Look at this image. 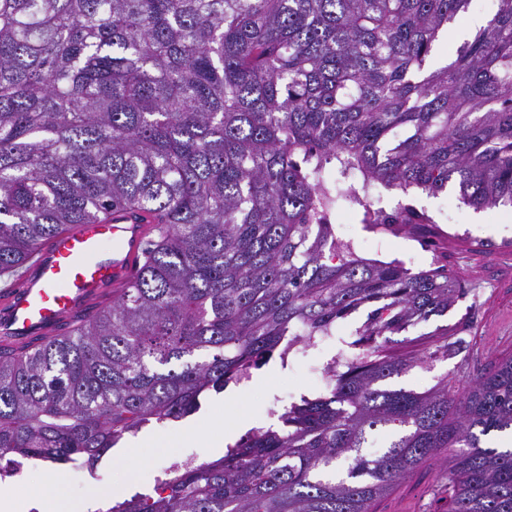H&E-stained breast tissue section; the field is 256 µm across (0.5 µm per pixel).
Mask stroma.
<instances>
[{
	"label": "stroma",
	"mask_w": 512,
	"mask_h": 512,
	"mask_svg": "<svg viewBox=\"0 0 512 512\" xmlns=\"http://www.w3.org/2000/svg\"><path fill=\"white\" fill-rule=\"evenodd\" d=\"M368 198L376 209L393 211L398 203L412 205L430 217L440 228L462 226L465 236L443 244L448 254V267L468 293L448 313L420 322L409 329L407 336L419 339L431 335L437 328L454 325L462 317L473 320L464 337L470 343L472 360L501 354L512 355V250L508 252L480 249L484 239L512 242V208L477 211L461 204L456 186L435 195L413 189L408 194L390 191L380 186L369 189ZM363 210L352 206L337 210V238L353 242L361 257L382 261L397 260L418 270L427 267L429 253L417 249L414 242L401 235L372 231L362 222ZM334 352L333 344L313 350L290 367L271 361L257 371L259 381L253 391L245 394H211L202 404L211 421L202 425L203 437L198 441L179 440L172 435L151 436L134 461H119L116 451H109L95 472L65 475L68 501H75L89 488L111 491L116 486H130L145 493L152 488L154 478L167 466L171 457L181 454L198 455L200 461H210L224 454V434L239 418L249 419L252 426L272 427L277 423L285 395L318 391L322 381L318 373ZM452 378L456 388H465L469 377L457 367L456 359L437 363L434 367L414 368L393 381L394 386L422 392L432 388L441 376ZM448 465L438 460L421 465L410 477L402 480L375 505V512H443L445 507V475Z\"/></svg>",
	"instance_id": "obj_1"
}]
</instances>
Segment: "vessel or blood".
Returning <instances> with one entry per match:
<instances>
[{
	"label": "vessel or blood",
	"mask_w": 512,
	"mask_h": 512,
	"mask_svg": "<svg viewBox=\"0 0 512 512\" xmlns=\"http://www.w3.org/2000/svg\"><path fill=\"white\" fill-rule=\"evenodd\" d=\"M151 215L117 209L104 224H78L50 240L14 285L0 290V345L22 348L102 307L137 275Z\"/></svg>",
	"instance_id": "1"
}]
</instances>
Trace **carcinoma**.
I'll list each match as a JSON object with an SVG mask.
<instances>
[{"instance_id": "obj_1", "label": "carcinoma", "mask_w": 512, "mask_h": 512, "mask_svg": "<svg viewBox=\"0 0 512 512\" xmlns=\"http://www.w3.org/2000/svg\"><path fill=\"white\" fill-rule=\"evenodd\" d=\"M471 0H0V276L116 207L154 216L138 274L112 302L31 348L0 346V462L95 470L150 424L292 351L362 307L321 393L112 512H373L448 457L445 512H512V355L469 387L388 382L468 349L444 326L419 356L396 336L465 295L440 256L416 272L359 256L327 214L354 178L403 194L453 183L512 207V0L450 63L427 61ZM433 220L406 208L398 221ZM386 451L363 453L378 430Z\"/></svg>"}]
</instances>
